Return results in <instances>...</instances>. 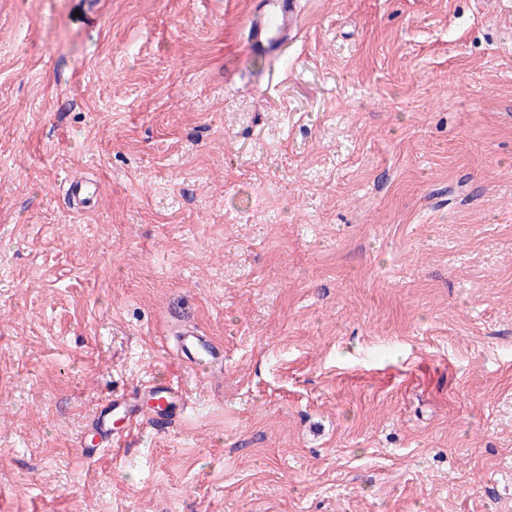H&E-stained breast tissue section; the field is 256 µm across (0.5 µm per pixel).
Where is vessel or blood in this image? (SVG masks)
Instances as JSON below:
<instances>
[{
	"mask_svg": "<svg viewBox=\"0 0 512 512\" xmlns=\"http://www.w3.org/2000/svg\"><path fill=\"white\" fill-rule=\"evenodd\" d=\"M298 23V0H258L246 36L250 58L268 59L286 51ZM97 192L95 182L81 179L69 183L66 195L71 209L82 212L91 206ZM176 351L185 363L198 370L210 369L216 363L212 344L193 326L178 331ZM188 406L180 387L145 382L106 401L95 415L94 431L109 446L121 440L112 430L115 420H122L130 431L144 426L164 430L174 427Z\"/></svg>",
	"mask_w": 512,
	"mask_h": 512,
	"instance_id": "vessel-or-blood-1",
	"label": "vessel or blood"
}]
</instances>
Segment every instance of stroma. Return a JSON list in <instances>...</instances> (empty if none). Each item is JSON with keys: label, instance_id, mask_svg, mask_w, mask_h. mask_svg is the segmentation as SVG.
<instances>
[{"label": "stroma", "instance_id": "stroma-1", "mask_svg": "<svg viewBox=\"0 0 512 512\" xmlns=\"http://www.w3.org/2000/svg\"><path fill=\"white\" fill-rule=\"evenodd\" d=\"M299 2L0 0V512H512V0ZM297 0H259L249 21L246 45L251 59H268L288 49L298 29ZM98 192L97 183L87 180L71 181L66 190L69 205L72 210L82 212L93 203ZM176 351L192 368L208 370L216 364V352L205 336L194 326H183L177 332ZM189 407V401L179 386H160L144 382L126 394L106 401L97 411L94 431L106 447L122 440L112 432L113 415H120L125 428L132 431L142 426L164 430L174 427Z\"/></svg>", "mask_w": 512, "mask_h": 512}]
</instances>
